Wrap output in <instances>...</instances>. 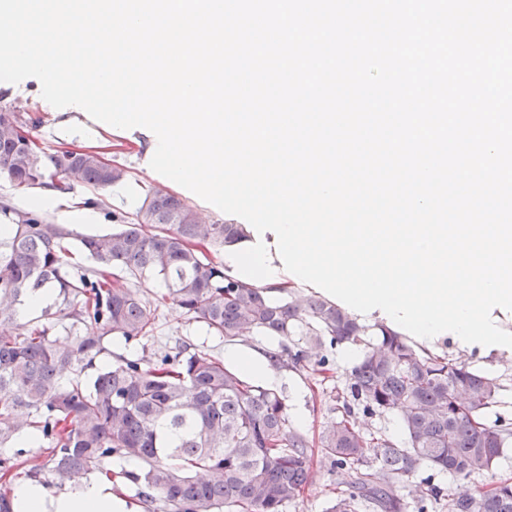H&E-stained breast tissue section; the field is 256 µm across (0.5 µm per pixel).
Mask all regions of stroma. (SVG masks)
<instances>
[{
	"label": "stroma",
	"mask_w": 512,
	"mask_h": 512,
	"mask_svg": "<svg viewBox=\"0 0 512 512\" xmlns=\"http://www.w3.org/2000/svg\"><path fill=\"white\" fill-rule=\"evenodd\" d=\"M5 107L40 117L41 124L34 137L39 148L45 152L50 153L62 147L95 148L102 151L108 161L128 168L129 177L124 186L132 190V197H124L111 188L100 190L82 186L66 194V202L74 207L83 206L89 200L95 203L94 223L80 225V232L112 231L113 224L107 218L108 213L132 215L150 187L161 180L160 174L152 170L146 160L148 139L142 128L118 130L97 124L86 139L63 136L57 125L59 117L56 110L42 98L41 85L34 78L17 84L0 82V109ZM130 287L140 297L159 302L153 335L130 343L117 338L109 340L105 351L94 359L91 366L84 369V378H92L97 371L122 357L157 361L164 354L174 353L176 347L184 343L192 344L198 351L210 356L223 358L225 340L209 335L203 323L187 319L171 302L161 301L164 288L158 281L134 280ZM433 350L452 358H463L472 367L496 378L502 389L492 412L512 418V361H505L492 350L481 354L464 351L446 339L436 343ZM325 354L329 359L327 373L320 374L308 368L295 370L284 367L280 370L281 379L277 390L287 407L288 425L304 435L311 458L305 491L302 497L288 504L285 512H328L336 496L337 486L348 478L346 471L333 468L321 453L318 436L325 423L336 416V394L347 383L354 361L347 357L346 349L342 346L326 349Z\"/></svg>",
	"instance_id": "stroma-1"
}]
</instances>
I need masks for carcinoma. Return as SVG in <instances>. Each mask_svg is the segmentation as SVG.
Returning a JSON list of instances; mask_svg holds the SVG:
<instances>
[{"label":"carcinoma","mask_w":512,"mask_h":512,"mask_svg":"<svg viewBox=\"0 0 512 512\" xmlns=\"http://www.w3.org/2000/svg\"><path fill=\"white\" fill-rule=\"evenodd\" d=\"M37 124L0 111V175L14 185L66 194L79 184L105 189L125 179V168L93 150L41 151L30 135ZM0 216L9 228L0 234V324L13 325L12 333H0V446L22 435L48 441L44 467L54 480L99 471L112 458L135 459L142 469L121 474L141 487L146 507L158 502L167 512H283L304 492L307 442L288 427L283 398L218 358L184 344L151 366L125 358L87 383L62 382L80 364H92L106 337L152 335V303L127 280L154 277L165 287L161 299L226 341L255 332L300 337L287 351L289 368H325L326 346L360 348L337 396L336 419L320 435L331 465L352 472L329 512H359L365 503L373 512H430L445 498L448 512H512L511 483L485 490L465 483L490 471L512 442V419H487L498 403L497 379L383 323L361 321L326 296L290 291L275 298L268 287L224 273L206 249L239 243L243 225L210 224L159 186L146 193L135 218L107 214L120 228L106 234H77L7 203ZM71 239L93 266L71 262ZM43 290L53 297L43 315L54 307L70 321L67 344L51 338V324L16 322L17 306ZM358 410L399 414L404 440L358 426ZM423 466L464 483L450 494L429 477L410 484Z\"/></svg>","instance_id":"1"}]
</instances>
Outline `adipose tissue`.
Segmentation results:
<instances>
[{"label": "adipose tissue", "mask_w": 512, "mask_h": 512, "mask_svg": "<svg viewBox=\"0 0 512 512\" xmlns=\"http://www.w3.org/2000/svg\"><path fill=\"white\" fill-rule=\"evenodd\" d=\"M228 363L244 377L261 385H274L279 380L269 357L243 346H231L224 352ZM15 512H135L133 506L117 496L105 479L82 476L69 488L50 495L42 486L25 484L13 492Z\"/></svg>", "instance_id": "obj_1"}]
</instances>
